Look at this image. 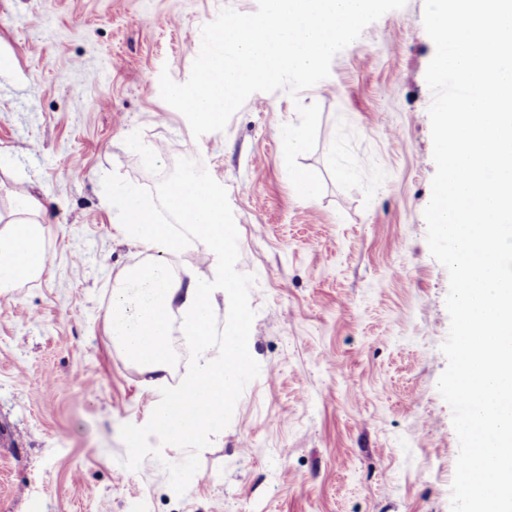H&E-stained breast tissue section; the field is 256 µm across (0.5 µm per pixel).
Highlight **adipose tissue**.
I'll list each match as a JSON object with an SVG mask.
<instances>
[{
  "mask_svg": "<svg viewBox=\"0 0 512 512\" xmlns=\"http://www.w3.org/2000/svg\"><path fill=\"white\" fill-rule=\"evenodd\" d=\"M164 202L200 240L213 264L221 272L231 271L236 264L231 246L236 232L224 221L223 192L206 182L186 181L178 191L166 192ZM18 208L21 218L0 230V294L36 280L46 268L47 229L37 218L39 200L23 193ZM155 211L154 199L136 187H119L112 196L117 234L144 245L152 256L147 263L116 276L107 322L114 345L151 374L152 385L161 390L153 420L164 430L169 443L180 448L200 433L222 428L224 408L230 404L238 381L227 359L248 358V331L241 319H234L225 327L230 343L223 354L213 353L211 325L219 307L218 297L225 288L194 274L184 280L171 272L164 257L180 251L186 241L172 225L157 223ZM175 308L185 317V334L196 347L197 359L182 381L171 386L167 383L172 358L169 318ZM187 395L200 409V420L171 424L167 415L172 401Z\"/></svg>",
  "mask_w": 512,
  "mask_h": 512,
  "instance_id": "obj_1",
  "label": "adipose tissue"
}]
</instances>
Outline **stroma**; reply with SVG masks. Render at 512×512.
I'll list each match as a JSON object with an SVG mask.
<instances>
[{"instance_id": "stroma-1", "label": "stroma", "mask_w": 512, "mask_h": 512, "mask_svg": "<svg viewBox=\"0 0 512 512\" xmlns=\"http://www.w3.org/2000/svg\"><path fill=\"white\" fill-rule=\"evenodd\" d=\"M257 0H0V220L32 191L47 223L40 279L0 294V512H450L459 453L437 391L449 279L423 211L435 173L424 0L368 25L300 93L252 94L193 138L160 96L185 82L201 28ZM318 104L296 193L281 127ZM234 224L236 305L252 375L223 431L170 447L150 376L111 341L113 281L147 250L117 237L111 197L162 200L189 153Z\"/></svg>"}]
</instances>
